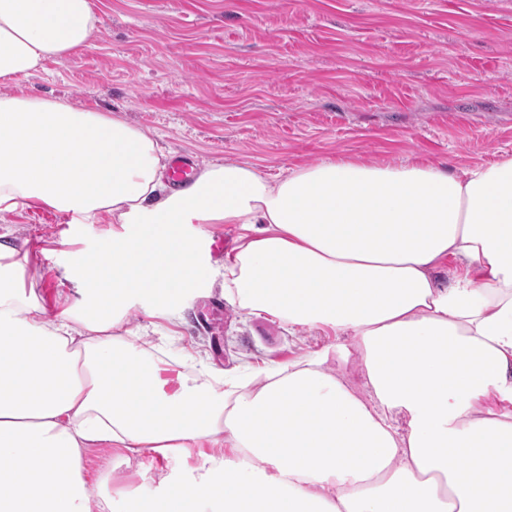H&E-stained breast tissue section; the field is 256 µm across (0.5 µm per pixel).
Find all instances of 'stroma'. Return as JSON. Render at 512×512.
I'll return each instance as SVG.
<instances>
[{"label":"stroma","instance_id":"obj_1","mask_svg":"<svg viewBox=\"0 0 512 512\" xmlns=\"http://www.w3.org/2000/svg\"><path fill=\"white\" fill-rule=\"evenodd\" d=\"M98 31L85 50L0 91L61 98L119 116L153 134L168 155L201 163L243 160L274 178L296 165L351 158L431 163L451 172L512 155V0H93ZM50 208L0 214V243L38 269L45 320L75 293L66 271L111 239ZM211 281L169 305L177 326L147 302L125 316L129 345L156 358L162 377L201 382L202 369L241 377L336 346L329 333L243 311L224 294L213 237L235 224H190ZM224 316L203 326L205 298ZM228 447L126 459L102 443L83 456L93 495L130 512L134 495L166 474L222 458ZM111 466L112 478L96 477Z\"/></svg>","mask_w":512,"mask_h":512}]
</instances>
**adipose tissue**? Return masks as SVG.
Instances as JSON below:
<instances>
[{
  "label": "adipose tissue",
  "mask_w": 512,
  "mask_h": 512,
  "mask_svg": "<svg viewBox=\"0 0 512 512\" xmlns=\"http://www.w3.org/2000/svg\"><path fill=\"white\" fill-rule=\"evenodd\" d=\"M92 0H0V84L89 47ZM147 131L62 99L0 93V213L47 206L122 231L88 255L77 298L45 322L0 244V512H111L86 448L126 458L230 456L168 475L133 512H512V155L449 172L328 159L278 179L214 162L171 187ZM236 224L224 290L268 315L352 338L369 394L327 353L170 386L120 335L124 310L211 275L186 225ZM445 285L432 273L446 259Z\"/></svg>",
  "instance_id": "1"
}]
</instances>
